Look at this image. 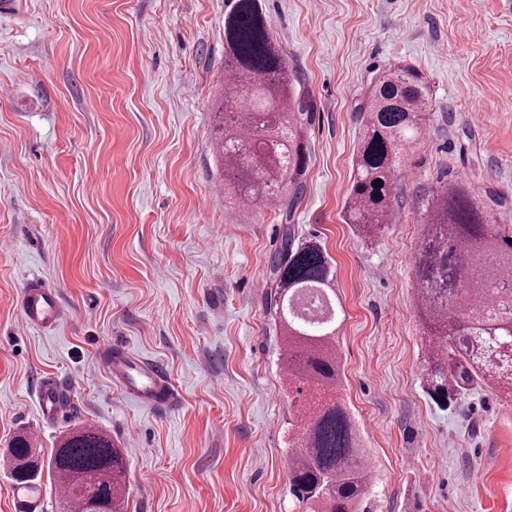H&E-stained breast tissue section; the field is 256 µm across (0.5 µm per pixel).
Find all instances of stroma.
Here are the masks:
<instances>
[{
	"mask_svg": "<svg viewBox=\"0 0 512 512\" xmlns=\"http://www.w3.org/2000/svg\"><path fill=\"white\" fill-rule=\"evenodd\" d=\"M313 112L305 193L241 209L212 135L230 0H15L0 14V512L16 435L50 456L93 422L127 459V512H294L296 411L267 262L284 223L324 247L344 310L341 402L375 468L373 512H512V400L480 386L428 395L414 259L428 204L461 182L512 236V0H260ZM429 87L425 133L399 168L375 240L344 221L379 77ZM40 279L63 318L25 325ZM159 362L173 409L116 387L101 349ZM68 398L46 421L47 379Z\"/></svg>",
	"mask_w": 512,
	"mask_h": 512,
	"instance_id": "obj_1",
	"label": "stroma"
}]
</instances>
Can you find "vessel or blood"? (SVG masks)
<instances>
[{
	"instance_id": "obj_1",
	"label": "vessel or blood",
	"mask_w": 512,
	"mask_h": 512,
	"mask_svg": "<svg viewBox=\"0 0 512 512\" xmlns=\"http://www.w3.org/2000/svg\"><path fill=\"white\" fill-rule=\"evenodd\" d=\"M20 310L27 325L50 328L59 322L62 309L54 290L39 281H30L21 293ZM102 358L112 379L128 395L149 407L170 408L179 396L163 368L130 352L121 344H106ZM56 383L45 384L40 394L41 413L46 420L59 418L63 407Z\"/></svg>"
}]
</instances>
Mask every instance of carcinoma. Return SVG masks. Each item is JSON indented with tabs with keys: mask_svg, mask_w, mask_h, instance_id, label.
<instances>
[{
	"mask_svg": "<svg viewBox=\"0 0 512 512\" xmlns=\"http://www.w3.org/2000/svg\"><path fill=\"white\" fill-rule=\"evenodd\" d=\"M224 17V83L232 95L216 113L215 143L224 187L244 208L279 201L285 183L293 202L304 190L307 165L302 116L307 102L296 93L286 59L270 34L260 0H231ZM428 108L424 77L394 68L371 87L354 160L355 177L346 222L372 238L386 216L404 156L422 137ZM382 185L374 186L375 180ZM418 310L432 336L425 382L437 403L452 401L481 382L512 398V296L493 287L512 280V238L491 231L486 215L455 182L433 198L415 257ZM335 278L320 244L300 241L285 227L283 245L268 264L270 306L283 326L288 377L296 393L314 385L327 395L299 401L289 444L288 483L301 512H369L368 450L347 409L336 399L340 361L337 310L329 292ZM15 485L39 491L43 471L66 485L67 512H85V486L105 512H124L126 462L97 429L81 427L61 440L49 462L18 436L11 447Z\"/></svg>",
	"mask_w": 512,
	"mask_h": 512,
	"instance_id": "cac0c4a2",
	"label": "carcinoma"
}]
</instances>
